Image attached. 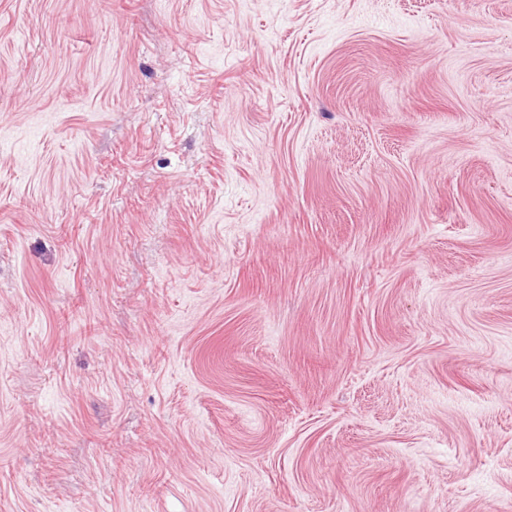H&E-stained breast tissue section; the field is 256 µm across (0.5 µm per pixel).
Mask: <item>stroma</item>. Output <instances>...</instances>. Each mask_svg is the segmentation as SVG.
Returning a JSON list of instances; mask_svg holds the SVG:
<instances>
[{
	"instance_id": "stroma-1",
	"label": "stroma",
	"mask_w": 512,
	"mask_h": 512,
	"mask_svg": "<svg viewBox=\"0 0 512 512\" xmlns=\"http://www.w3.org/2000/svg\"><path fill=\"white\" fill-rule=\"evenodd\" d=\"M0 512H512V0H0Z\"/></svg>"
}]
</instances>
